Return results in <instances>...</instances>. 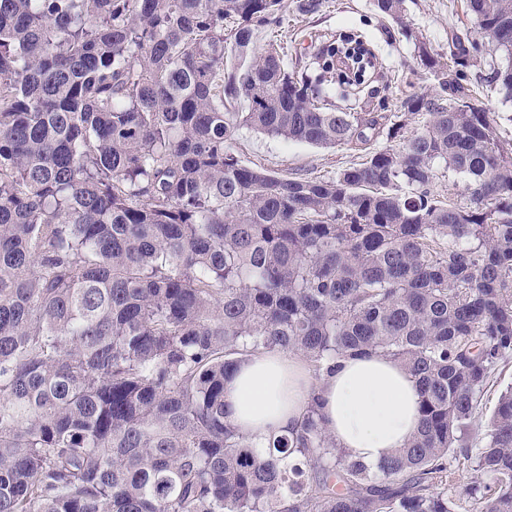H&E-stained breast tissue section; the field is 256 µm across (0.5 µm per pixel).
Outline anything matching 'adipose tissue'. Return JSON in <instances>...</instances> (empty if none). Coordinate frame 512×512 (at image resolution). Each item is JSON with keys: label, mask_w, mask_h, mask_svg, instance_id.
Listing matches in <instances>:
<instances>
[{"label": "adipose tissue", "mask_w": 512, "mask_h": 512, "mask_svg": "<svg viewBox=\"0 0 512 512\" xmlns=\"http://www.w3.org/2000/svg\"><path fill=\"white\" fill-rule=\"evenodd\" d=\"M314 399L338 447L372 466L403 448L421 421L410 374L378 354L345 359L318 378L298 354L262 352L241 360L224 382L230 424L262 446L297 428Z\"/></svg>", "instance_id": "obj_1"}]
</instances>
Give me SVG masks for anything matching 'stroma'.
<instances>
[{
  "label": "stroma",
  "mask_w": 512,
  "mask_h": 512,
  "mask_svg": "<svg viewBox=\"0 0 512 512\" xmlns=\"http://www.w3.org/2000/svg\"><path fill=\"white\" fill-rule=\"evenodd\" d=\"M280 19L277 35L287 44L292 58L309 53L322 37L345 32L361 34L376 56V67L361 101L366 110H383L392 120L402 122L408 134L420 127L422 118L403 113L402 100L436 84L433 73L420 63L419 43L444 55L450 32L476 28L468 0H405V21L401 24L381 15L373 0H327L326 8L313 16L299 14L295 0H283ZM506 64L502 54L482 51L465 68L463 84L481 95L490 111L496 112L502 140L512 142V99L486 81L492 68ZM230 147L250 166L303 178L334 177L361 157L359 150L343 145L321 148L245 129L235 134ZM510 385L512 359L498 366L483 392L480 412L470 429L471 448L482 445L486 416L493 411L500 391Z\"/></svg>",
  "instance_id": "stroma-1"
}]
</instances>
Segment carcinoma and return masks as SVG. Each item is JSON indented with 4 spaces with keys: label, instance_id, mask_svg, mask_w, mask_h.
Listing matches in <instances>:
<instances>
[{
    "label": "carcinoma",
    "instance_id": "cac0c4a2",
    "mask_svg": "<svg viewBox=\"0 0 512 512\" xmlns=\"http://www.w3.org/2000/svg\"><path fill=\"white\" fill-rule=\"evenodd\" d=\"M394 19L404 0H374ZM512 58V0H469ZM282 0H0V512H512V145L419 46L423 125L327 180L245 166L243 128L362 149L403 125L358 111L354 34L293 66L255 31ZM472 34L451 38L467 67ZM230 72H224L228 55ZM356 61L336 104V58ZM512 98V64L490 74ZM242 102L224 111V97ZM464 179L441 200L440 171ZM296 352L315 376L379 353L421 424L376 468L318 404L256 448L226 420L239 358ZM475 472L448 497L458 457ZM510 384L512 385V358L498 366L492 381L484 389L480 405L481 413L478 414L470 429L469 445L473 450L480 448L483 444L486 416L493 411L500 391Z\"/></svg>",
    "mask_w": 512,
    "mask_h": 512
}]
</instances>
